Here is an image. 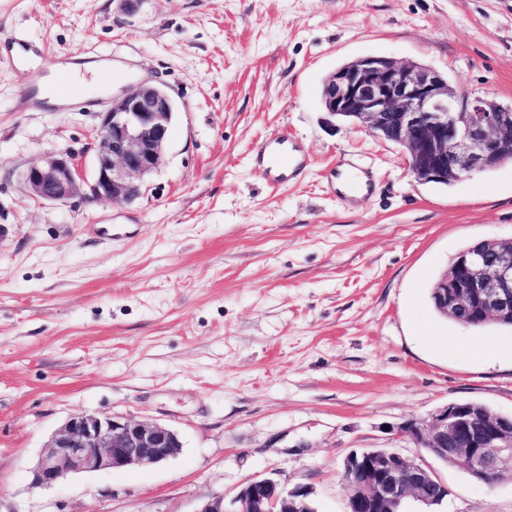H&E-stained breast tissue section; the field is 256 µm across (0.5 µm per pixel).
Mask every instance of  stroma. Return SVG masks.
Here are the masks:
<instances>
[{
  "mask_svg": "<svg viewBox=\"0 0 512 512\" xmlns=\"http://www.w3.org/2000/svg\"><path fill=\"white\" fill-rule=\"evenodd\" d=\"M14 34L45 46V75L111 62L110 93L27 107ZM369 54L510 105L512 0H0V512H200L219 496L232 512L267 476L346 512L343 462L367 448L427 465L442 512H512V482L479 484L392 432L453 402L512 414V327L466 328L429 300L461 250L512 241V164L420 183L400 146L329 116L323 81ZM143 80L178 114L141 195L32 199L21 173L50 151L91 166L102 112ZM280 135L308 163L275 189L254 157ZM344 168L372 171L364 193L337 188ZM77 411L163 424L183 448L34 487Z\"/></svg>",
  "mask_w": 512,
  "mask_h": 512,
  "instance_id": "obj_1",
  "label": "stroma"
}]
</instances>
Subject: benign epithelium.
<instances>
[{"label": "benign epithelium", "instance_id": "1", "mask_svg": "<svg viewBox=\"0 0 512 512\" xmlns=\"http://www.w3.org/2000/svg\"><path fill=\"white\" fill-rule=\"evenodd\" d=\"M326 112L368 135L403 148L420 183L446 185L512 161V106L472 95L435 69L366 55L324 81ZM177 114L169 91L142 81L101 115L89 150L91 174L68 152L50 153L26 168L23 189L42 203L75 197L126 203L163 163ZM435 306L467 318L461 324L512 323V242L482 241L460 252L433 287ZM397 432L444 463L494 487L512 481V415L476 402L450 403L429 418L410 419ZM179 435L165 425L122 416L72 414L51 437L31 470L32 485L51 487L73 473L158 465L177 456ZM347 512H433L448 487L425 464L393 448L352 451L344 459ZM310 492L287 491L256 478L236 494L235 512H314Z\"/></svg>", "mask_w": 512, "mask_h": 512}]
</instances>
